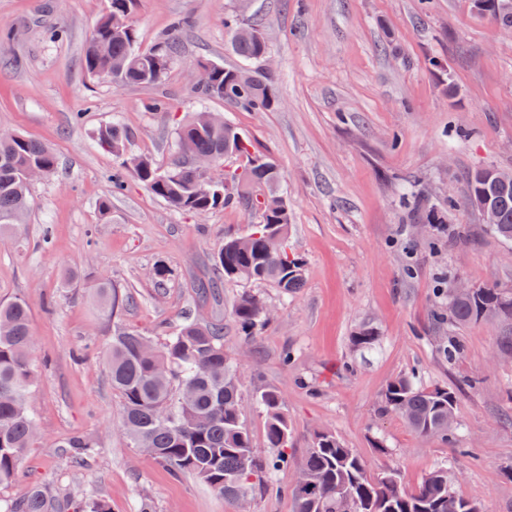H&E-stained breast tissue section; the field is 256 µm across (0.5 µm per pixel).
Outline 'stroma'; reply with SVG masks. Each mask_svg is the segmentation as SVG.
<instances>
[{"instance_id": "1", "label": "stroma", "mask_w": 512, "mask_h": 512, "mask_svg": "<svg viewBox=\"0 0 512 512\" xmlns=\"http://www.w3.org/2000/svg\"><path fill=\"white\" fill-rule=\"evenodd\" d=\"M108 5L0 0V130L46 143L58 161L32 187L27 224L0 235V302H27L38 365L36 436L0 499L42 484L58 512L87 492L110 512H139L145 499L155 512H292L294 467L314 433L330 430L370 472L398 469L405 489L445 467L484 512H512V363L493 359L501 329L455 328L465 351L450 363L433 321L439 290L454 280L512 288L507 245L464 204L471 171L512 169V33L472 0H139L129 22L140 48L185 17L182 50L161 84L115 86L82 63ZM231 14L270 45L274 111L243 112L192 90L198 61L239 66L224 28ZM157 98L165 111L151 110ZM203 109L224 114L279 165L292 211L288 249L305 263L294 295L256 286L270 319L249 339L231 314L240 284L210 293L196 284L212 276L225 236L246 232L258 214L178 212L131 179L113 191L123 157L97 139L101 127L120 125L124 157L163 167L177 125ZM415 188L441 212L422 236L403 206ZM160 264L173 272L161 286ZM102 281L132 295L119 318L156 340L187 315L223 324L256 443L265 422L256 393L283 397L292 468L233 502L133 448L115 425L119 400L98 357L112 334L98 303ZM364 323L378 334L370 350L351 341ZM400 377L454 389L453 439L419 437L382 412L386 385ZM74 435L93 442L80 468L64 447Z\"/></svg>"}]
</instances>
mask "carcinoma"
<instances>
[{
	"mask_svg": "<svg viewBox=\"0 0 512 512\" xmlns=\"http://www.w3.org/2000/svg\"><path fill=\"white\" fill-rule=\"evenodd\" d=\"M137 0H111L110 9L93 26L84 48L88 75L116 86L157 85L169 71L180 50L178 34L186 24L175 19L167 37L155 47L142 50L135 29L125 19ZM234 53L243 68H227L201 61L207 69L195 92L205 99L247 112H270L278 104L273 72L265 67L269 47L256 29L245 28L231 15L224 22ZM98 140L115 154L124 151L125 134L112 124L98 131ZM242 160L225 169L221 177H205L193 165L197 156L212 158L213 166L224 165V155ZM57 159L44 143L11 132H0V233L25 221L32 181L28 174L52 175ZM142 184L155 198L176 211L208 213L219 208L261 214L239 236L224 238L215 256L222 277L210 281L246 286L263 284L285 295L299 290L304 265L288 252V227L292 221L288 198L278 192L281 171L271 160L256 154L252 142L230 122L206 124L195 112L178 127L173 158L161 170L146 156L127 161L112 183L119 187L125 176ZM485 198L497 214V223L487 230L506 244L512 243V179L497 180L491 168L468 175L465 204ZM411 221L433 223L438 213L420 195H410ZM104 312L112 315L119 297L112 285H99ZM232 316L240 335L250 338L266 325L264 305L251 290L241 291ZM440 325L450 327L478 320L512 324V289L496 285L479 287L467 297L448 289V300L434 313ZM377 341L375 328L361 325L352 342L370 349ZM443 357L454 362L464 354L455 336L441 344ZM34 337L30 311L22 300L0 303V487L8 486L33 437L34 418L29 396L36 381L33 364ZM103 364L120 399L118 423L132 447L146 452L175 476L191 475L227 500L239 499L245 490L259 485L266 476L288 467V447L293 431L282 397L274 388L260 391L256 404L266 417L264 451L256 443L244 417L237 371L224 351V326L187 320L164 341L138 329L118 325L103 355ZM382 408L401 416L422 438H446L455 430L456 394L450 388L423 387L406 378L391 381L384 390ZM70 462L84 464L89 439L73 436L65 442ZM294 512H480L477 503L461 495L448 469L430 471L413 490H406L393 469L377 476L368 473L363 457L346 446L336 434L317 433L300 465L293 489ZM72 512H108L105 501L86 493L73 500ZM0 512H56L52 492L44 485L30 488L20 500L0 504Z\"/></svg>",
	"mask_w": 512,
	"mask_h": 512,
	"instance_id": "obj_1",
	"label": "carcinoma"
}]
</instances>
